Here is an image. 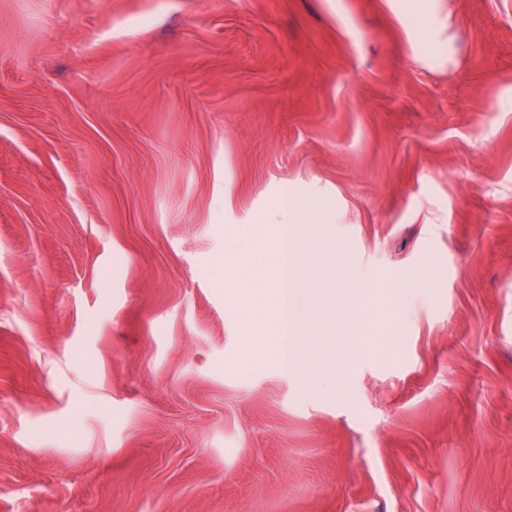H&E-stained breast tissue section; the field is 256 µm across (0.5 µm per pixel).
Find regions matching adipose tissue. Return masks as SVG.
Returning a JSON list of instances; mask_svg holds the SVG:
<instances>
[{
    "label": "adipose tissue",
    "mask_w": 512,
    "mask_h": 512,
    "mask_svg": "<svg viewBox=\"0 0 512 512\" xmlns=\"http://www.w3.org/2000/svg\"><path fill=\"white\" fill-rule=\"evenodd\" d=\"M437 0H396L398 14L406 21L421 48L426 63L445 64L453 60L454 37L436 17ZM279 207L288 221L266 232L260 225L244 229L243 245L238 257L224 260V285L235 287L244 275L261 273L272 266L275 277L270 286L248 294L244 316L262 339L266 331L275 334L274 356L284 370L296 367L299 326L292 310L294 287L303 273V257L295 232L297 224L309 220L307 210L288 195L282 196Z\"/></svg>",
    "instance_id": "ef3b65f1"
}]
</instances>
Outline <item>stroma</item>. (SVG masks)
Here are the masks:
<instances>
[{
  "instance_id": "obj_1",
  "label": "stroma",
  "mask_w": 512,
  "mask_h": 512,
  "mask_svg": "<svg viewBox=\"0 0 512 512\" xmlns=\"http://www.w3.org/2000/svg\"><path fill=\"white\" fill-rule=\"evenodd\" d=\"M0 0V512H512V0ZM318 214L296 372L245 225ZM439 0H397V13L415 34V41L421 48V61L446 64L453 60L455 40L448 27L436 17ZM266 233L267 230L262 225H251L243 230L240 255L237 258L224 256L225 288H234L242 275L258 274L264 270L266 264L262 256L252 251L248 242L262 239Z\"/></svg>"
}]
</instances>
